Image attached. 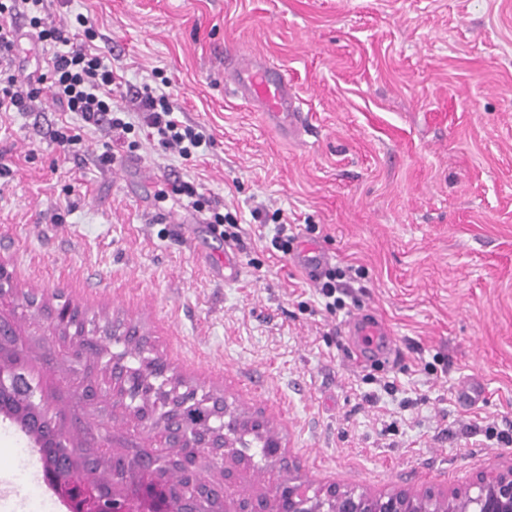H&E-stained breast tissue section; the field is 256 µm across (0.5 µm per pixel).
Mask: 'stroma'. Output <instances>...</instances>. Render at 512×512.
Returning a JSON list of instances; mask_svg holds the SVG:
<instances>
[{
    "label": "stroma",
    "instance_id": "stroma-1",
    "mask_svg": "<svg viewBox=\"0 0 512 512\" xmlns=\"http://www.w3.org/2000/svg\"><path fill=\"white\" fill-rule=\"evenodd\" d=\"M84 15L124 88L168 80L211 144L189 158L131 137L141 168L97 157L105 128L51 102L0 126V260L17 291L62 294L101 333L136 324L185 383L263 414L307 480L345 488L446 489L512 453V0H50ZM244 49L288 73L302 145L269 126L224 74ZM68 121L80 143L53 139ZM194 184L237 217L240 273L222 228L179 223ZM343 270L328 312L307 275L272 249L256 206ZM374 311L394 354L344 334ZM28 377L74 438L123 435L107 404L76 402L83 368L43 322L15 315ZM478 380L484 400L456 388ZM394 383L388 391L386 383ZM0 417V512H29L39 454Z\"/></svg>",
    "mask_w": 512,
    "mask_h": 512
}]
</instances>
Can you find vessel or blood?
<instances>
[{"label": "vessel or blood", "mask_w": 512, "mask_h": 512, "mask_svg": "<svg viewBox=\"0 0 512 512\" xmlns=\"http://www.w3.org/2000/svg\"><path fill=\"white\" fill-rule=\"evenodd\" d=\"M237 95L253 101L258 110L280 130L300 135L303 114L287 73L272 69L264 59L240 53L225 59ZM311 280H318L329 265V257L318 247L303 244L293 256ZM348 335L359 345L388 347L389 331L369 313L355 316L347 326Z\"/></svg>", "instance_id": "b4317fda"}]
</instances>
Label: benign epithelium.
I'll return each instance as SVG.
<instances>
[{"instance_id": "7a95c632", "label": "benign epithelium", "mask_w": 512, "mask_h": 512, "mask_svg": "<svg viewBox=\"0 0 512 512\" xmlns=\"http://www.w3.org/2000/svg\"><path fill=\"white\" fill-rule=\"evenodd\" d=\"M19 336L14 320L1 311L0 338L17 340ZM95 350L94 342L82 336L71 345L69 354L81 361ZM111 366L120 380L100 375L85 385L84 399L90 405L104 398L120 399L136 412L142 397V379L149 377L152 392L164 396L163 410L167 413L165 426L154 431V447L166 449L169 455L147 464L136 475L116 464L103 481L78 487L55 483L54 489L67 504L76 503L83 512H98L99 505L107 499L112 500V507L124 512H212L208 504L216 498L224 503L222 512H512V462L490 474L477 473L469 482L449 489L425 487L371 493L334 484L313 486L302 478L298 466L287 463L279 438L268 441L266 459L287 469L288 474L281 476L270 491L246 494L241 491L248 469L242 460V443L252 428L267 426L261 416L247 421L229 404H219L218 417L208 428L191 431L180 418V408L199 400L198 390L182 385L174 392L168 391L170 375L165 361L148 356L134 367L116 355L111 358ZM202 448L224 449V457L211 461L212 467L222 472L220 483L205 488L198 475L203 464ZM162 466L179 470L183 478L179 492H170L162 485Z\"/></svg>"}]
</instances>
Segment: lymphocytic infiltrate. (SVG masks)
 Returning <instances> with one entry per match:
<instances>
[{
    "instance_id": "1",
    "label": "lymphocytic infiltrate",
    "mask_w": 512,
    "mask_h": 512,
    "mask_svg": "<svg viewBox=\"0 0 512 512\" xmlns=\"http://www.w3.org/2000/svg\"><path fill=\"white\" fill-rule=\"evenodd\" d=\"M46 2L0 0V116L31 111L47 98L59 111L76 113L86 124L107 125L116 146L137 150V141L130 138L134 126L117 102L122 84L94 46L97 31L81 15L76 18V30L57 26ZM24 39L51 52L31 71L9 60ZM135 99L149 135L158 137L165 149L183 158L206 151L203 132L180 119L160 87L144 86Z\"/></svg>"
}]
</instances>
